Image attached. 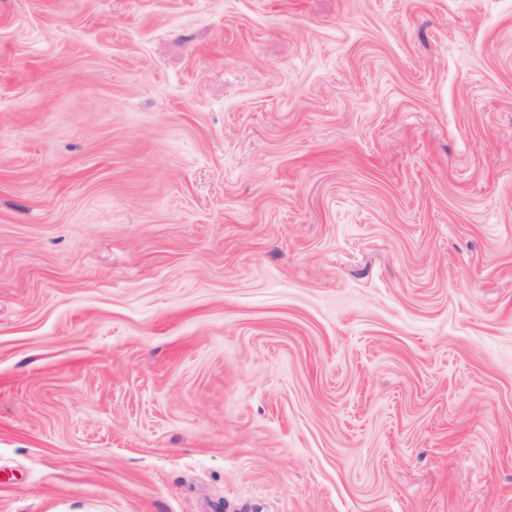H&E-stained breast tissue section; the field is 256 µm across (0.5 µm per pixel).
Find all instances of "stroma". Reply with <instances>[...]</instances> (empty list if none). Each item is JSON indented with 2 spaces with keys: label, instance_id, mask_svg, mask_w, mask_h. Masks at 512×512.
<instances>
[{
  "label": "stroma",
  "instance_id": "35a3bbf8",
  "mask_svg": "<svg viewBox=\"0 0 512 512\" xmlns=\"http://www.w3.org/2000/svg\"><path fill=\"white\" fill-rule=\"evenodd\" d=\"M0 512H512V0H0Z\"/></svg>",
  "mask_w": 512,
  "mask_h": 512
}]
</instances>
